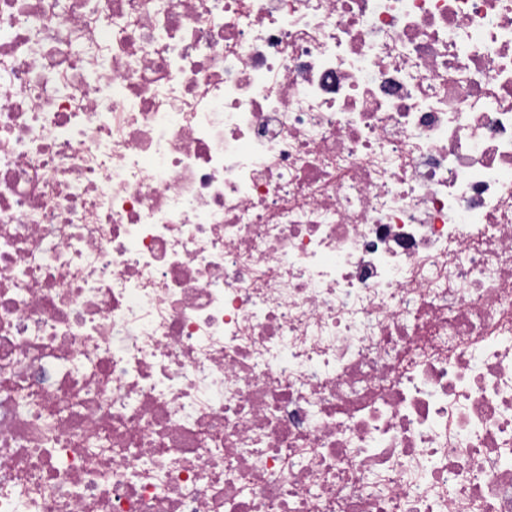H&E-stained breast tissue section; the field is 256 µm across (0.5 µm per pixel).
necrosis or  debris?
I'll use <instances>...</instances> for the list:
<instances>
[{"instance_id":"1","label":"necrosis or debris","mask_w":512,"mask_h":512,"mask_svg":"<svg viewBox=\"0 0 512 512\" xmlns=\"http://www.w3.org/2000/svg\"><path fill=\"white\" fill-rule=\"evenodd\" d=\"M0 512H512V0H0Z\"/></svg>"}]
</instances>
